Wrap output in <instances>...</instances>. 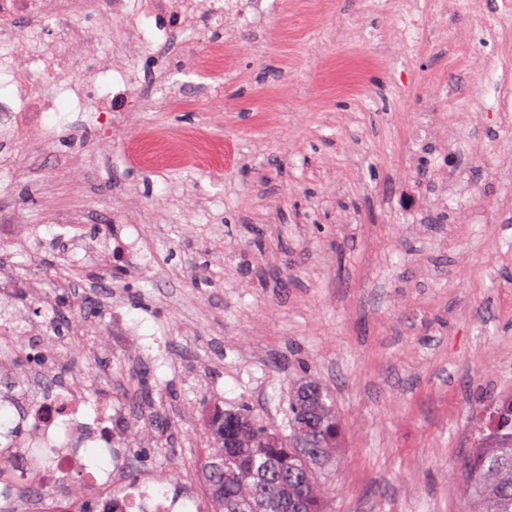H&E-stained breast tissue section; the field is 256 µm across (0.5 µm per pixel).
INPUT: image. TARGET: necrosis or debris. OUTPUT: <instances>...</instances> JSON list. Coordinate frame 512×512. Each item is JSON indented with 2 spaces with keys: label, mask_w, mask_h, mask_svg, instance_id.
Wrapping results in <instances>:
<instances>
[{
  "label": "necrosis or debris",
  "mask_w": 512,
  "mask_h": 512,
  "mask_svg": "<svg viewBox=\"0 0 512 512\" xmlns=\"http://www.w3.org/2000/svg\"><path fill=\"white\" fill-rule=\"evenodd\" d=\"M223 18L224 0H0V79L10 87L0 93V126L15 129L22 118L57 111L64 95L73 111L108 113L112 128H120L134 102L128 70L113 62L112 33L122 31L147 57L192 21L187 53L203 50L208 67L220 71L234 57L231 43L210 37ZM129 148L147 167L189 158L215 170L223 169L228 152L223 141L153 127L144 128ZM28 368L30 382L50 386V394L24 410L17 396L0 401L8 410L0 419V472L11 484L32 485L28 505L48 498L58 512H72L73 488L81 484L101 489L103 512H110L116 501L125 512H184V498L167 489L126 485L112 470L87 471L82 449L111 455L129 416L111 399H95L96 388L81 365L61 371L38 358ZM23 420L31 434L22 444L15 429ZM32 448L52 457L42 471L26 459ZM21 456L26 462L20 466L16 460Z\"/></svg>",
  "instance_id": "obj_1"
}]
</instances>
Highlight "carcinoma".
Instances as JSON below:
<instances>
[{
  "instance_id": "cac0c4a2",
  "label": "carcinoma",
  "mask_w": 512,
  "mask_h": 512,
  "mask_svg": "<svg viewBox=\"0 0 512 512\" xmlns=\"http://www.w3.org/2000/svg\"><path fill=\"white\" fill-rule=\"evenodd\" d=\"M210 443L198 455V476L209 512H325L326 467L342 426L336 404L310 378L294 383L288 397L289 433L282 434L249 408H207ZM473 448L465 460L468 512H512V395L499 394L472 421ZM152 438L134 428L112 462L142 460Z\"/></svg>"
}]
</instances>
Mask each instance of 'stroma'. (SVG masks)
Segmentation results:
<instances>
[{
    "label": "stroma",
    "mask_w": 512,
    "mask_h": 512,
    "mask_svg": "<svg viewBox=\"0 0 512 512\" xmlns=\"http://www.w3.org/2000/svg\"><path fill=\"white\" fill-rule=\"evenodd\" d=\"M314 2L226 17L218 79L176 36L150 66L120 53L147 93L164 67L185 109L146 102L115 132L63 106L50 145L0 134V159L24 158L0 181V325L27 331L21 371L47 341L33 306L65 319L62 368L126 332L86 374L111 370L101 396L154 439L129 481L197 490L204 406L286 429L307 370L344 429L328 512H467L473 411L512 393V0H334L309 26ZM354 54L381 61L365 88L325 93ZM147 125L233 153L146 168L126 146ZM81 211L101 234L61 237Z\"/></svg>",
    "instance_id": "stroma-1"
}]
</instances>
